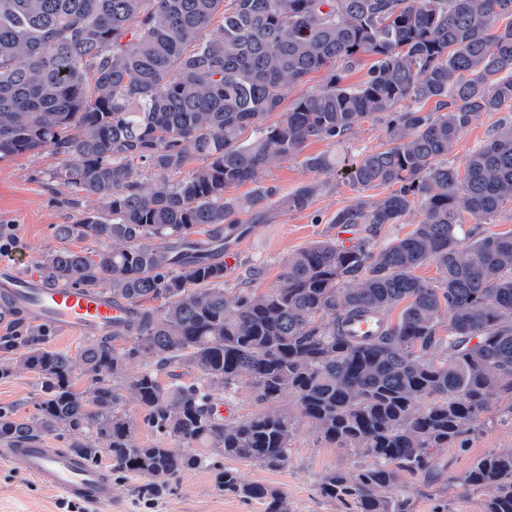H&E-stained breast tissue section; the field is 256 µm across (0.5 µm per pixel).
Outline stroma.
Wrapping results in <instances>:
<instances>
[{
  "label": "stroma",
  "instance_id": "35a3bbf8",
  "mask_svg": "<svg viewBox=\"0 0 512 512\" xmlns=\"http://www.w3.org/2000/svg\"><path fill=\"white\" fill-rule=\"evenodd\" d=\"M509 120L512 113L507 111L481 113L458 140L448 157L449 163L463 164L498 126ZM388 140L387 119L381 116L362 122L341 146L314 141L305 152L335 153L348 164L362 152L385 147ZM59 163L58 156L48 150L0 159V229L6 230L11 240L10 250L0 253V258L11 260L23 253L34 267L43 254L55 250L98 249L95 239L66 240L57 233L58 225L79 223L95 208L93 199L75 200L71 190L53 179ZM312 183L320 184L321 189L309 208L288 210L284 205L288 194ZM260 186L272 188L274 194L267 203L246 209L240 215L248 233L235 245V265L224 272L231 288L238 287V275L245 264L260 270L256 288L268 291L278 287L288 255L314 241L338 238L340 229L330 219L358 197L340 171L315 173L298 159L272 163L259 183L241 185L233 193L246 199ZM41 397V384L30 371L21 369L0 379V407L18 416L34 414ZM498 416L494 407L481 414L482 430L469 436L464 446L434 449V457L448 465L437 480L405 476L404 487L412 498L413 512H438L446 503L453 512H480L483 493H462L454 478L476 457L489 451L512 449V426L500 422ZM354 465L355 459L349 452L327 443L304 420L298 423L283 468L267 470L239 460L232 463L246 481L281 491L288 498L291 512H346L342 504L320 495L318 481L325 472H348ZM112 484L111 504L72 507L58 493L0 461V512H264L258 502L219 493L211 473L205 470L185 472L170 488L158 493L146 492V480L139 476L116 477Z\"/></svg>",
  "mask_w": 512,
  "mask_h": 512
}]
</instances>
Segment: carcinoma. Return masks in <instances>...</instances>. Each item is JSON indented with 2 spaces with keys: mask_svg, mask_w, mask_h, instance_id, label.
I'll use <instances>...</instances> for the list:
<instances>
[{
  "mask_svg": "<svg viewBox=\"0 0 512 512\" xmlns=\"http://www.w3.org/2000/svg\"><path fill=\"white\" fill-rule=\"evenodd\" d=\"M364 56L367 78L345 83ZM322 69L325 87L282 111L284 91ZM504 109L512 0H0V159L59 156L56 178L97 203L59 235L106 243L42 255L41 277L129 308L120 330L73 356L34 333L0 363L1 378L37 374L43 393L29 417L0 410V441L76 434L70 452L94 466L106 453L113 472L149 479L151 492L206 469L218 491L290 512L282 492L222 460L283 467L297 417L218 414L244 384L261 402L289 391L326 442L369 459L324 473L322 497L412 512L403 476L438 477L431 449L466 440L494 402L512 425V230L488 228L512 203V124L463 167L444 160L480 113ZM384 112L390 144L362 153L347 178L393 191L332 218L365 235L316 241L285 260L278 288L228 298L222 257L236 215L271 196L243 202L230 189L278 159L334 169L335 156H306L307 145L340 144ZM139 164L158 180L149 192ZM318 190L289 194L288 209H307ZM416 208L410 232L373 244ZM465 213L483 229L464 234ZM427 264L437 281L415 274ZM367 313L384 329L352 338L346 325ZM139 358L149 363L128 375ZM77 369L94 384L76 389ZM123 389L150 429L191 451L139 443ZM456 483L487 491L481 512H512V451L476 458Z\"/></svg>",
  "mask_w": 512,
  "mask_h": 512,
  "instance_id": "1",
  "label": "carcinoma"
}]
</instances>
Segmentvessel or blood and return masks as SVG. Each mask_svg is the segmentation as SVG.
<instances>
[{"mask_svg":"<svg viewBox=\"0 0 512 512\" xmlns=\"http://www.w3.org/2000/svg\"><path fill=\"white\" fill-rule=\"evenodd\" d=\"M0 292L20 306L30 322L50 323L81 339L111 332L124 317L123 310L104 295L44 286L37 271L21 259L0 264ZM0 459L42 486L59 491L70 503L103 504L112 499L108 473L66 449L49 447L45 441H22L0 448Z\"/></svg>","mask_w":512,"mask_h":512,"instance_id":"1","label":"vessel or blood"}]
</instances>
